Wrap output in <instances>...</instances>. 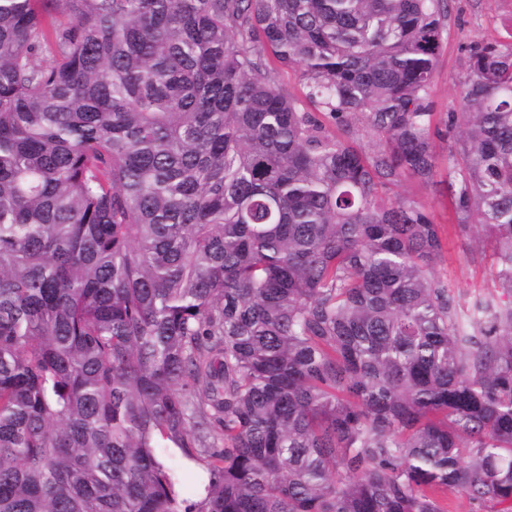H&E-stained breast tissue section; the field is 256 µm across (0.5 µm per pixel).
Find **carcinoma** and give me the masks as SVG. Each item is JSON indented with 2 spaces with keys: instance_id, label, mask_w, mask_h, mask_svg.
I'll use <instances>...</instances> for the list:
<instances>
[{
  "instance_id": "carcinoma-1",
  "label": "carcinoma",
  "mask_w": 512,
  "mask_h": 512,
  "mask_svg": "<svg viewBox=\"0 0 512 512\" xmlns=\"http://www.w3.org/2000/svg\"><path fill=\"white\" fill-rule=\"evenodd\" d=\"M451 2L0 0V512H512V34L437 119ZM441 124L464 303L387 197ZM170 452L181 462L178 473L182 495L189 500H197L198 478L204 470V461L200 459H186L177 448H169Z\"/></svg>"
}]
</instances>
